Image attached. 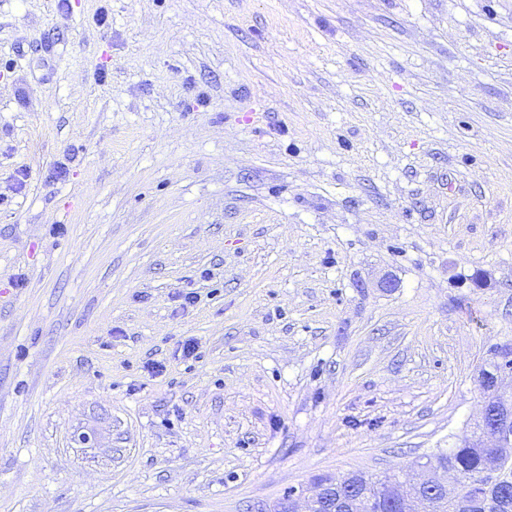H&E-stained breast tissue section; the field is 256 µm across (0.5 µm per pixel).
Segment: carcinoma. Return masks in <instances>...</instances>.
<instances>
[{"instance_id":"1","label":"carcinoma","mask_w":512,"mask_h":512,"mask_svg":"<svg viewBox=\"0 0 512 512\" xmlns=\"http://www.w3.org/2000/svg\"><path fill=\"white\" fill-rule=\"evenodd\" d=\"M487 415L504 425L512 422V396L483 392ZM430 484L421 489L413 483L418 462L382 479L365 474L322 477L319 495L336 497V512H404L401 495L421 494L428 512H512V458L504 459L493 439L481 436L479 423L446 449L426 457ZM452 473L459 483L454 496L441 491L442 474Z\"/></svg>"}]
</instances>
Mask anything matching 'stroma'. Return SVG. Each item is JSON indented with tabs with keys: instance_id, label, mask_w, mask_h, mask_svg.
Returning <instances> with one entry per match:
<instances>
[{
	"instance_id": "35a3bbf8",
	"label": "stroma",
	"mask_w": 512,
	"mask_h": 512,
	"mask_svg": "<svg viewBox=\"0 0 512 512\" xmlns=\"http://www.w3.org/2000/svg\"><path fill=\"white\" fill-rule=\"evenodd\" d=\"M503 345L512 0H0V512H282Z\"/></svg>"
}]
</instances>
